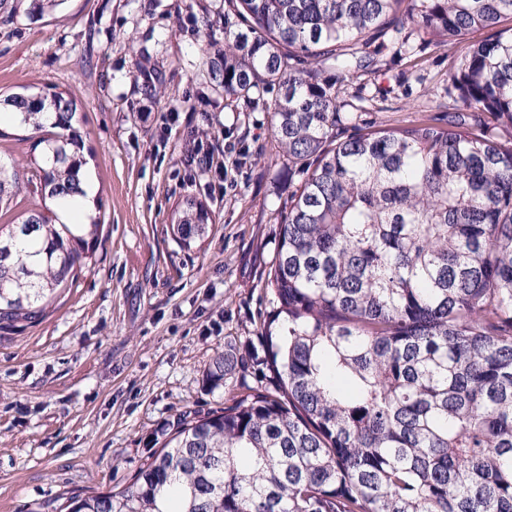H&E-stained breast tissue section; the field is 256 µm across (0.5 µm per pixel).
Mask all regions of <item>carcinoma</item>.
Returning a JSON list of instances; mask_svg holds the SVG:
<instances>
[{
	"label": "carcinoma",
	"instance_id": "obj_1",
	"mask_svg": "<svg viewBox=\"0 0 512 512\" xmlns=\"http://www.w3.org/2000/svg\"><path fill=\"white\" fill-rule=\"evenodd\" d=\"M228 2L249 34L224 24L209 75L230 99L275 93L279 155L305 175L249 353L264 382L180 414L127 486L73 495L68 512H512V141L467 128L486 113L512 126V0ZM407 24L443 42L491 31L452 76L466 112L340 136L323 65L365 69L364 37ZM2 111L56 129L26 173L41 200L85 195L75 100L14 93ZM20 180L0 164V206ZM209 221L188 200L173 235L189 249ZM103 228L43 204L0 224V328L40 320L77 286ZM247 357L216 353L206 383L223 386Z\"/></svg>",
	"mask_w": 512,
	"mask_h": 512
}]
</instances>
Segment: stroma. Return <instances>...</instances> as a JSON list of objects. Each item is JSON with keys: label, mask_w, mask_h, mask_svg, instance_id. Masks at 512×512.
<instances>
[{"label": "stroma", "mask_w": 512, "mask_h": 512, "mask_svg": "<svg viewBox=\"0 0 512 512\" xmlns=\"http://www.w3.org/2000/svg\"><path fill=\"white\" fill-rule=\"evenodd\" d=\"M225 0H35L0 10V93L33 85L76 99L94 213L105 227L76 288L34 323L0 329V512H67L75 493L117 491L146 463L158 430L182 412L223 408L205 370L225 343L255 344L264 278L286 212L289 175L265 105L226 98L201 52L223 44ZM406 26L370 39L366 71H328L343 106L380 128L462 109L450 76L470 44ZM39 135L0 125V162L27 172ZM237 186L212 193L190 165L197 143ZM247 154L228 153L230 144ZM212 215L189 250L170 226L186 199Z\"/></svg>", "instance_id": "obj_1"}]
</instances>
